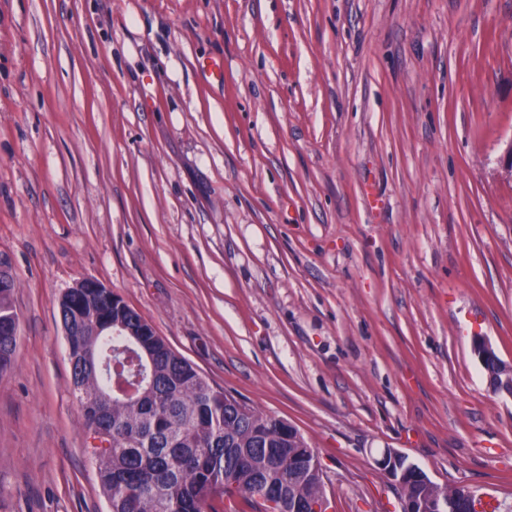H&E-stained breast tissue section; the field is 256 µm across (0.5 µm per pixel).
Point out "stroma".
<instances>
[{"instance_id":"obj_1","label":"stroma","mask_w":512,"mask_h":512,"mask_svg":"<svg viewBox=\"0 0 512 512\" xmlns=\"http://www.w3.org/2000/svg\"><path fill=\"white\" fill-rule=\"evenodd\" d=\"M224 63L216 82L201 68ZM512 0H0V512H107L57 302L118 293L295 426L328 512L395 448L512 512ZM10 272L0 266V376L8 373L13 366L16 349L18 316L12 302L16 281ZM473 352L477 356L479 362L483 367H486V364L493 360L495 363L498 364L500 368V377L496 379V383L493 384L491 382V374L494 376H498L499 370L495 365L488 366L486 371H489L491 374L489 375V382L493 386V388L499 392H505L508 395L512 396V368L504 365L502 367L503 363L501 360L498 361V355L494 348L492 347L491 343L487 341L482 336L474 337L473 339Z\"/></svg>"}]
</instances>
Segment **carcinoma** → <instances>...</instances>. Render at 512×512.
Listing matches in <instances>:
<instances>
[{"instance_id": "carcinoma-1", "label": "carcinoma", "mask_w": 512, "mask_h": 512, "mask_svg": "<svg viewBox=\"0 0 512 512\" xmlns=\"http://www.w3.org/2000/svg\"><path fill=\"white\" fill-rule=\"evenodd\" d=\"M16 282L0 287V376L13 366L18 316ZM63 305L82 336L67 337L73 395L92 440L100 488L109 512H284L296 498L305 512H327L322 482L308 475L314 459L288 422L242 404L213 385L150 326L134 340L120 326L141 316L109 288L64 294ZM112 323V335L103 330ZM102 328L97 334L91 328ZM135 389L130 394L127 389ZM458 512H479L466 487L439 490Z\"/></svg>"}]
</instances>
